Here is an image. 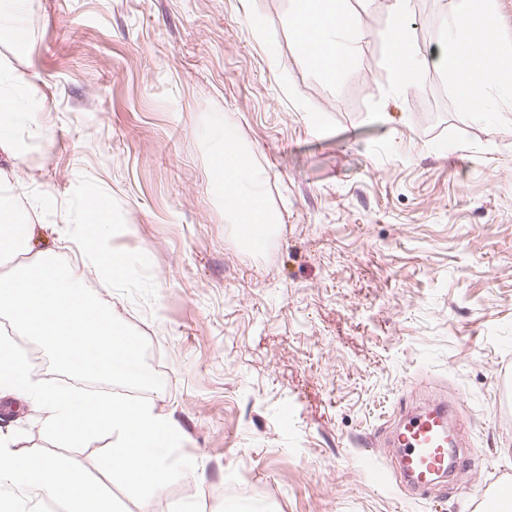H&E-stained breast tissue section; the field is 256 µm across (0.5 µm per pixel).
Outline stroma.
Segmentation results:
<instances>
[{
    "instance_id": "1",
    "label": "stroma",
    "mask_w": 512,
    "mask_h": 512,
    "mask_svg": "<svg viewBox=\"0 0 512 512\" xmlns=\"http://www.w3.org/2000/svg\"><path fill=\"white\" fill-rule=\"evenodd\" d=\"M443 3L412 0L418 57L449 41ZM351 9L366 37L334 82L298 54L291 0H30L26 43L0 40L52 136L20 130L23 162L0 169L64 265L83 196L111 202L134 264L83 283L148 339L147 398L196 468L136 502L96 464L110 437L63 449L1 397L18 454L62 459L115 512H477L512 472V103L475 122L424 63L397 90L389 0ZM223 132L278 217L264 250L208 179ZM454 398L481 469L424 499L376 484L396 455L380 426Z\"/></svg>"
}]
</instances>
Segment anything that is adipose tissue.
<instances>
[{
  "instance_id": "adipose-tissue-1",
  "label": "adipose tissue",
  "mask_w": 512,
  "mask_h": 512,
  "mask_svg": "<svg viewBox=\"0 0 512 512\" xmlns=\"http://www.w3.org/2000/svg\"><path fill=\"white\" fill-rule=\"evenodd\" d=\"M295 42L311 65L329 79L346 70L356 41L363 34L355 28L344 7L345 0H292ZM450 46L438 47L435 66L452 68L459 98L475 121L485 120L488 94L512 95V51L493 35L488 0H448ZM393 25L388 37L386 63L400 89L413 86L417 65L410 24V0H390ZM474 52L473 62L456 67L458 52ZM24 76L11 78L10 87L0 86V154L22 162L24 154L15 135L17 127L37 128L36 116L43 102L22 97ZM249 155L232 137L209 159L208 175L224 190V210L237 227L272 223L263 205L261 185L240 191L249 177ZM6 173L0 171V259L19 252H35L29 263L0 274V315L12 319L30 335L38 337L55 360L70 371L109 380L145 383L148 374L141 365L135 342L112 324L109 315L93 306L81 288V270L56 266L54 252L42 245L40 225L26 222L7 191ZM112 210L99 196L86 195L75 221L73 235L83 247L84 261L98 269L114 285L121 284L130 258L106 244L105 231L112 224ZM13 438L0 435V483L7 482L54 501L59 512H112L111 502L83 477L64 470L48 459L21 457Z\"/></svg>"
}]
</instances>
